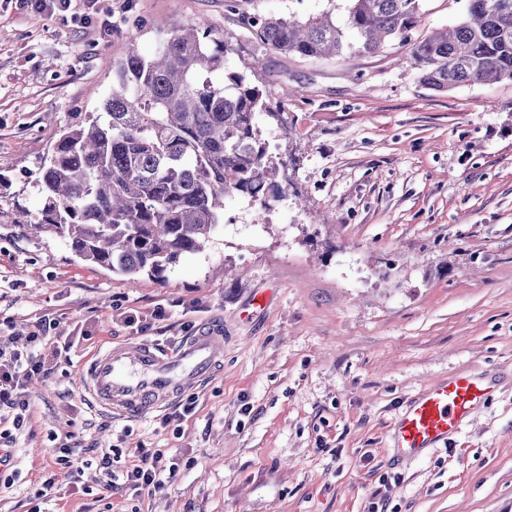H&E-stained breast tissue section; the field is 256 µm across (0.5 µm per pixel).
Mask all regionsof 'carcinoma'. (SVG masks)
Returning <instances> with one entry per match:
<instances>
[{
	"instance_id": "obj_1",
	"label": "carcinoma",
	"mask_w": 512,
	"mask_h": 512,
	"mask_svg": "<svg viewBox=\"0 0 512 512\" xmlns=\"http://www.w3.org/2000/svg\"><path fill=\"white\" fill-rule=\"evenodd\" d=\"M330 12L251 22L265 50L304 59L375 53L421 22V0H349ZM460 20L412 44L419 81L434 91L512 81V0H462ZM230 46L214 27L174 28L144 55L112 65V92L77 116L39 165L43 206L21 236L53 233L84 261L155 278L201 253L224 223V198L251 196L261 210L288 198L293 159L268 157L262 121L285 128L245 76L224 70Z\"/></svg>"
}]
</instances>
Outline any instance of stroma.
Returning <instances> with one entry per match:
<instances>
[{"mask_svg": "<svg viewBox=\"0 0 512 512\" xmlns=\"http://www.w3.org/2000/svg\"><path fill=\"white\" fill-rule=\"evenodd\" d=\"M347 0H72L66 18L0 0V334L58 323L73 347L27 385L11 488L0 512H512V82L437 93L406 61L412 42L456 22L460 0H423L408 40L374 54L302 59L274 51L252 68V16L332 12ZM203 22L232 45L227 70L270 97L297 89L287 129L267 139L295 159L306 199L267 223L238 196L203 254L165 280L119 276L50 233L26 239L38 165L74 113L108 94L111 62L152 53L162 29ZM112 32H105V24ZM269 303L253 307L254 294ZM163 320H155L157 308ZM133 315L148 332L128 325ZM224 327V360L192 390L193 415L163 422L100 412L79 370L119 343L167 349ZM493 391L448 444L411 458L392 424L449 376ZM160 448L179 469L133 492L95 468L45 487L62 443Z\"/></svg>", "mask_w": 512, "mask_h": 512, "instance_id": "obj_1", "label": "stroma"}]
</instances>
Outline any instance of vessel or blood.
<instances>
[{
  "label": "vessel or blood",
  "instance_id": "vessel-or-blood-1",
  "mask_svg": "<svg viewBox=\"0 0 512 512\" xmlns=\"http://www.w3.org/2000/svg\"><path fill=\"white\" fill-rule=\"evenodd\" d=\"M223 354L224 335L216 327L172 352L148 343L110 348L84 365L80 378L102 411L137 416L163 409L180 392L200 385ZM491 392L490 382L466 375L430 388L396 418L395 453L410 457L458 434Z\"/></svg>",
  "mask_w": 512,
  "mask_h": 512
}]
</instances>
